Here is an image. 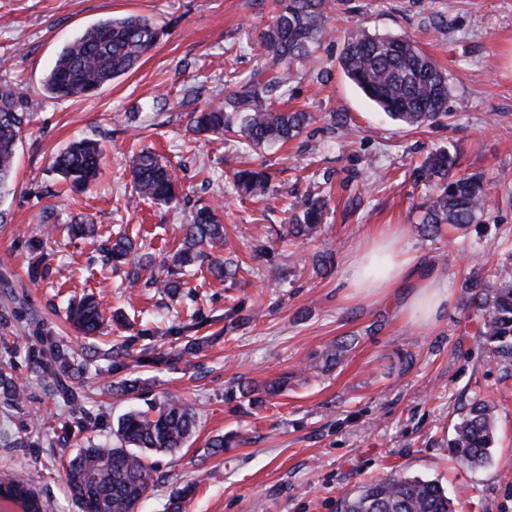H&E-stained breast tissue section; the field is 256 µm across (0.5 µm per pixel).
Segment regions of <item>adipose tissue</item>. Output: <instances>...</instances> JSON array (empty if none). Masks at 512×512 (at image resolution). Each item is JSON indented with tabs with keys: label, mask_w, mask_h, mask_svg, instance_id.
<instances>
[{
	"label": "adipose tissue",
	"mask_w": 512,
	"mask_h": 512,
	"mask_svg": "<svg viewBox=\"0 0 512 512\" xmlns=\"http://www.w3.org/2000/svg\"><path fill=\"white\" fill-rule=\"evenodd\" d=\"M403 229L382 232L371 251L349 261L346 281L354 292L374 301L401 297L400 307L410 318L434 325L451 299L448 282L416 265L397 250Z\"/></svg>",
	"instance_id": "ef3b65f1"
}]
</instances>
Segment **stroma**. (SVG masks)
Wrapping results in <instances>:
<instances>
[{
    "mask_svg": "<svg viewBox=\"0 0 512 512\" xmlns=\"http://www.w3.org/2000/svg\"><path fill=\"white\" fill-rule=\"evenodd\" d=\"M276 0H0V81L17 83L29 120L16 159L15 191L0 199V368L25 390V401L0 403V473L27 481L51 512H78L59 465L70 443L111 436L125 412L181 394L198 412L190 446L158 456L160 482L139 512H165L172 490L194 485L187 512H336L344 495L396 471L438 481L457 512H512V366L489 357L476 334L463 283L471 253L493 268L512 250V0H339L330 37L295 66L275 107L314 113L318 121L283 145L243 150L236 138H204L189 129L183 87L201 84L200 102L219 104L224 71L247 80L262 61L250 46L270 23ZM138 14L166 34L128 74L90 97L52 99L44 76L63 44L84 27ZM414 39L448 74V122L412 129L375 109L344 77L338 56L355 28ZM346 113L348 137L330 129ZM104 149L96 184L71 196L51 159L71 141ZM149 148L172 162L179 201L143 200L131 190L132 153ZM457 153L464 169L491 183L481 223L435 239L419 223L426 189L411 169L438 149ZM271 176L267 194L231 192L233 170ZM331 188L323 232L299 244L282 234L285 205ZM220 202L226 242L221 258L238 264L235 280L209 272L189 278L177 298L148 285L156 268L106 265L100 250L117 232L139 252L179 247L196 206ZM94 239L55 233L52 257L38 278L28 272L30 246L45 225L81 219ZM403 226L400 249L447 279L452 300L434 326L410 320L398 304L351 295L348 262L375 234ZM335 253L331 273L314 269L315 252ZM100 297L107 322L97 344L126 347L113 371L101 356L79 386L99 418L83 425L46 379L27 366L36 333L75 352L88 341L66 320L68 301ZM238 324L227 329L226 314ZM202 339L198 357L149 363L144 349H166L170 328ZM351 348L327 372L310 365L324 347ZM141 378L144 392L116 396L113 381ZM287 378L284 393L266 383ZM495 407L496 445L481 468L458 465L448 451L453 425L475 398ZM24 433L31 447L7 444ZM234 436L224 453L208 442Z\"/></svg>",
    "mask_w": 512,
    "mask_h": 512,
    "instance_id": "35a3bbf8",
    "label": "stroma"
}]
</instances>
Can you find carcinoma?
Segmentation results:
<instances>
[{
	"label": "carcinoma",
	"instance_id": "cac0c4a2",
	"mask_svg": "<svg viewBox=\"0 0 512 512\" xmlns=\"http://www.w3.org/2000/svg\"><path fill=\"white\" fill-rule=\"evenodd\" d=\"M330 0H279L271 22L253 45L264 68L240 83L224 80V100L216 107L190 112L191 131L201 135L224 136L232 133L248 149L262 148L296 138L312 124L309 112L276 110L268 103L276 92L287 91L293 63L310 58L325 40ZM165 34L148 18L130 14L100 21L84 29L58 52L43 81V90L53 99L91 96L101 87L128 74ZM339 65L345 76L390 119L406 126L432 125L448 116V77L440 65L406 35H377L357 29L345 38ZM26 119L24 103L15 86L0 83V192L13 180L18 140ZM103 152L91 140L70 143L52 159V166L68 183L70 190L82 192L101 171ZM132 188L138 197L156 203L178 200L173 169L159 156L142 149L131 158ZM412 176L427 188L421 206L420 223L428 235L436 237L448 225L466 230L480 222L490 200L489 181L479 173L460 169L458 157L441 149L429 154ZM270 176L262 169H238L231 185L238 196L250 197L269 187ZM329 199L308 195L299 208L290 210L286 231L289 236L311 241L321 234ZM220 206L203 204L184 226L181 246L174 253L154 257L143 254L148 265H159L166 273L149 281V286L171 297L187 287L190 267L207 265L217 280L232 279L238 266L213 257L224 244ZM75 238H93L95 225L83 220L66 227ZM55 229H47L34 242L32 278L50 253L46 243ZM137 251L125 233L105 248L108 260L121 263ZM469 308L479 319L477 336L490 354L512 362V253L494 270L465 280ZM67 318L82 336H95L104 316L99 300L92 294L68 306ZM201 343L186 341L162 352L147 351L148 360L167 364L196 356ZM348 350L344 341L325 349L319 368L328 371L341 362ZM32 371L51 378L53 392L66 401L71 413L95 424L83 405V395L75 382L87 370L88 358L75 356L69 347L49 336L28 353ZM25 400L11 374L0 369V401L18 406ZM197 427V414L187 400L176 394L165 395L158 406L131 410L117 421L112 441L86 439L79 448L61 460L71 500L79 512H137L142 499L159 484L157 465L150 457L173 454L186 447ZM495 445L493 406L485 399L475 400L454 426L449 442L458 464L469 469L484 466ZM0 481L13 488L11 503L22 512H50L49 503L27 482L0 475ZM195 486L187 485L169 497V512H183L184 501ZM336 512H456L448 493L435 481L393 472L363 486L355 495L343 497Z\"/></svg>",
	"mask_w": 512,
	"mask_h": 512
}]
</instances>
